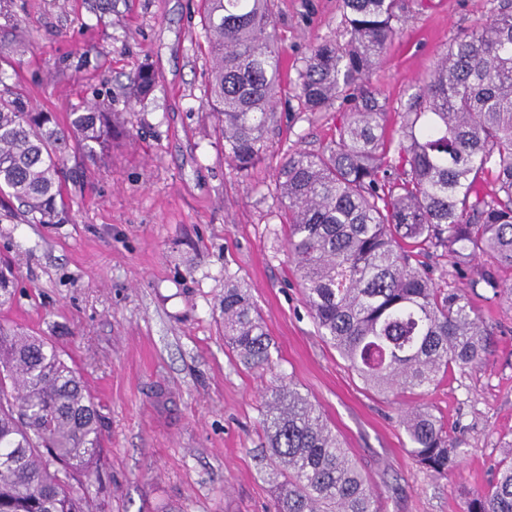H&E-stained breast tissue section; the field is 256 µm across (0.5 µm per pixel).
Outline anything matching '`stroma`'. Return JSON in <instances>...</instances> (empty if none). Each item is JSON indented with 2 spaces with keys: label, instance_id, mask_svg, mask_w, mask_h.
<instances>
[{
  "label": "stroma",
  "instance_id": "1",
  "mask_svg": "<svg viewBox=\"0 0 512 512\" xmlns=\"http://www.w3.org/2000/svg\"><path fill=\"white\" fill-rule=\"evenodd\" d=\"M497 0H404L371 84L399 112L462 31ZM199 0H0V37L20 34L12 80L35 110L66 122L110 103L125 137L104 158L68 162L64 224L30 223L0 197V252L15 294L0 323L45 338L83 373L102 416L97 512H274L262 406L292 384L362 468L379 512H466L512 442V300L493 295L477 256L465 274L430 251L437 285L465 294L489 338L485 364L397 398L367 389L318 335L287 251L276 173L336 138L341 114L306 112L282 87L261 162L240 174L203 106L210 59ZM289 68L310 44L343 40L339 0H275ZM149 66L155 90L131 100ZM246 284L274 342L247 370L224 343L226 275ZM425 408L465 453L436 478L408 452V411Z\"/></svg>",
  "mask_w": 512,
  "mask_h": 512
}]
</instances>
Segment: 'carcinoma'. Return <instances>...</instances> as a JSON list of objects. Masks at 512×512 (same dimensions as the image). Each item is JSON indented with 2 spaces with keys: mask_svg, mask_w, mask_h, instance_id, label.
<instances>
[{
  "mask_svg": "<svg viewBox=\"0 0 512 512\" xmlns=\"http://www.w3.org/2000/svg\"><path fill=\"white\" fill-rule=\"evenodd\" d=\"M273 0H201L211 59L206 107L224 154L245 173L262 158L276 122L282 53ZM401 0H341L348 39L311 45L289 78L307 112L343 110L337 140L300 150L280 166L282 223L319 336L379 394L425 389L479 366L486 332L470 302L433 283L430 248L458 271L479 255L512 270V0L462 33L387 133L372 72L396 35ZM0 58V193L36 224L68 222L62 174L69 158L101 157L125 133L104 101L69 113L62 127L28 107ZM132 96L154 91L140 68ZM493 175L497 189L476 185ZM0 259V305L13 296ZM224 341L248 370L271 359L273 340L247 286L224 284ZM275 475L276 512H378L373 488L311 401L271 388L263 410ZM416 465L436 476L464 450L425 409L404 419ZM101 420L83 376L39 336L0 325V512H94L90 477L101 456ZM467 512H512V448Z\"/></svg>",
  "mask_w": 512,
  "mask_h": 512,
  "instance_id": "1",
  "label": "carcinoma"
}]
</instances>
